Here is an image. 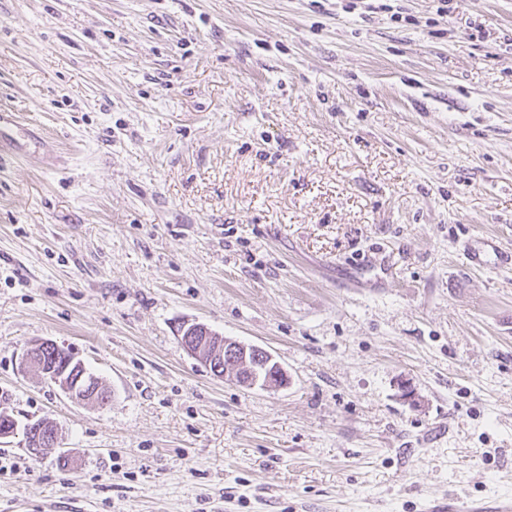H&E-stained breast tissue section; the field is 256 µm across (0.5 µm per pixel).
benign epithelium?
Segmentation results:
<instances>
[{
  "label": "benign epithelium",
  "instance_id": "obj_1",
  "mask_svg": "<svg viewBox=\"0 0 512 512\" xmlns=\"http://www.w3.org/2000/svg\"><path fill=\"white\" fill-rule=\"evenodd\" d=\"M181 342L188 353L202 360L218 377L224 376L231 368L234 370L233 377L237 379L243 369L251 371L259 364L266 368L273 362V357L266 350L216 335L203 324H193L183 329ZM53 345L55 342L51 340L35 341L23 355L24 365L58 385L77 402L100 405L107 401L109 392L102 384L94 379H86L80 373L84 368L81 360L71 356L59 366H48L44 360L36 357L37 350ZM38 431L40 435L33 441L38 453L52 454L62 449L60 434L52 422L43 421Z\"/></svg>",
  "mask_w": 512,
  "mask_h": 512
}]
</instances>
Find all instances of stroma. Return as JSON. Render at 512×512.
Returning <instances> with one entry per match:
<instances>
[{"mask_svg": "<svg viewBox=\"0 0 512 512\" xmlns=\"http://www.w3.org/2000/svg\"><path fill=\"white\" fill-rule=\"evenodd\" d=\"M0 0V512L512 495V0ZM485 39L472 38L474 26ZM266 349L243 387L180 328ZM67 348L111 392L22 364ZM13 112L0 113V159L4 154L19 157L27 156V149L17 136L18 122ZM48 346L58 347V345L51 340L35 341L30 349L23 355L22 361L24 365L37 371L50 382L58 385L64 393L77 402L101 405L103 402L108 401L107 397L109 396V392L99 381L85 379L84 371H81L80 374L77 375L78 371L84 368V364L72 354L71 357L64 359L60 366L53 364L49 365V368L45 362L53 363L56 360L61 362L63 359L62 355L69 351L61 346L60 349H44ZM38 349H44L41 353V357L45 361L36 357ZM35 427L38 429V432L33 441L32 448H36L39 455L43 453L52 454L62 449L60 434L52 422L44 420L40 423V426ZM41 431H46V433L41 436Z\"/></svg>", "mask_w": 512, "mask_h": 512, "instance_id": "stroma-1", "label": "stroma"}]
</instances>
